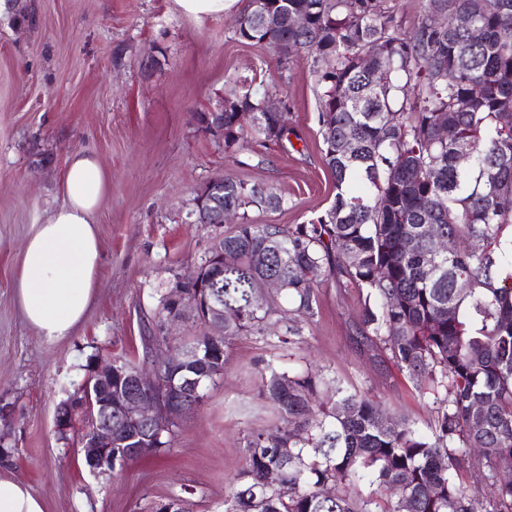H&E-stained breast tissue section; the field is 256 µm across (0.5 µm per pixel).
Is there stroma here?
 <instances>
[{
  "instance_id": "1",
  "label": "stroma",
  "mask_w": 512,
  "mask_h": 512,
  "mask_svg": "<svg viewBox=\"0 0 512 512\" xmlns=\"http://www.w3.org/2000/svg\"><path fill=\"white\" fill-rule=\"evenodd\" d=\"M231 25L224 13L187 15L176 0H0V402L13 410L0 420L12 450L0 475L26 484L44 512H155L170 500L224 512L247 434L281 424L261 395L272 367L321 372L421 431L434 422V404L405 372L358 343L356 289L328 280L295 333L272 325L232 341L223 378L180 419L170 450L96 475L59 433L58 406L95 368L143 365L145 337L178 346L198 332L191 315L161 323L156 312L224 231L188 217L205 182L228 174L287 197L286 210L251 209L256 224H304L333 201L311 63L281 64ZM254 70L287 95L292 132L282 144L251 142L236 161L195 116L223 110L225 85ZM75 150L96 156L107 180L95 214L101 261L83 319L48 340L25 319L15 281L34 225L64 200Z\"/></svg>"
}]
</instances>
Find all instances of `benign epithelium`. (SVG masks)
Listing matches in <instances>:
<instances>
[{"mask_svg":"<svg viewBox=\"0 0 512 512\" xmlns=\"http://www.w3.org/2000/svg\"><path fill=\"white\" fill-rule=\"evenodd\" d=\"M207 326L215 336L224 329V305L217 302L207 304ZM198 360L197 366L208 372L223 370L221 361L202 358L181 346L166 352L165 367L182 369L189 359ZM200 378L186 376L179 383L163 380V369L153 366L149 369L128 370L117 363L97 369L96 389L102 392L97 399L85 395L77 410L91 424L90 433L81 441L80 447L92 472L112 470L115 457L125 459L141 456L146 448L138 444L132 448H105L103 444L112 442L125 424L134 422L147 435L157 439L171 428L185 411L195 394L199 393Z\"/></svg>","mask_w":512,"mask_h":512,"instance_id":"7a95c632","label":"benign epithelium"}]
</instances>
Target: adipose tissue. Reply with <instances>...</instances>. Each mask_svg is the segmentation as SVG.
I'll use <instances>...</instances> for the list:
<instances>
[{
	"mask_svg": "<svg viewBox=\"0 0 512 512\" xmlns=\"http://www.w3.org/2000/svg\"><path fill=\"white\" fill-rule=\"evenodd\" d=\"M104 190L105 177L96 157L71 153L63 204L35 225L23 247L18 300L29 323L44 338L68 335L93 294L100 263L95 212Z\"/></svg>",
	"mask_w": 512,
	"mask_h": 512,
	"instance_id": "1",
	"label": "adipose tissue"
}]
</instances>
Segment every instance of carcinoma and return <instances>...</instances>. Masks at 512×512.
I'll use <instances>...</instances> for the list:
<instances>
[{
	"instance_id": "carcinoma-1",
	"label": "carcinoma",
	"mask_w": 512,
	"mask_h": 512,
	"mask_svg": "<svg viewBox=\"0 0 512 512\" xmlns=\"http://www.w3.org/2000/svg\"><path fill=\"white\" fill-rule=\"evenodd\" d=\"M264 10L281 18L277 30L245 0L234 34L277 44L286 61L312 59L333 202L308 224H254L248 210L280 211L285 197L217 176L221 193L204 208L209 224L236 215L224 230L232 262L205 291L176 281L158 322L171 316L174 294L223 303L224 335H208L196 315L200 333L184 342L205 357L263 332L277 312L287 318L262 294L268 279L310 317L314 288L334 278L362 294L359 342L405 371L438 411L424 435L374 397L338 386L319 402V375L272 369L261 395L284 426L247 435L224 512H512V126L503 123L512 111V0H422L407 28L385 0H266ZM437 12L470 14L484 38L435 26ZM291 13L307 24L289 28ZM377 68L388 74L382 86ZM271 93L246 82L225 89V152L288 139V110L265 111ZM237 107L249 114L247 130ZM459 140L473 142L470 158L458 156ZM430 224L446 248L432 245ZM282 445L294 449L286 463L275 454ZM484 469L489 493L464 486L463 472Z\"/></svg>"
}]
</instances>
